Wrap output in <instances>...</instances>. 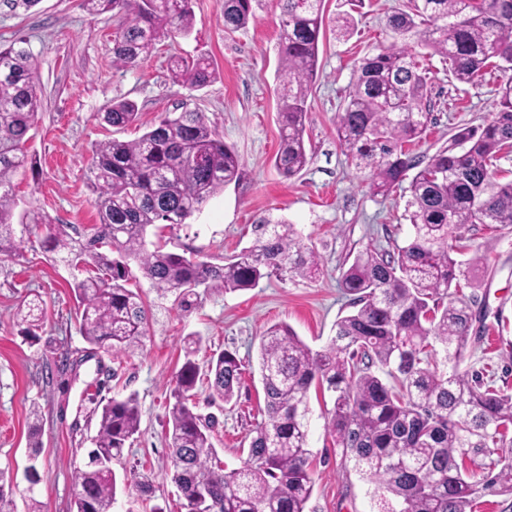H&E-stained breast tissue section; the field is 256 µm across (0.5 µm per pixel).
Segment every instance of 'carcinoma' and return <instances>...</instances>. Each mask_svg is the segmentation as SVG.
<instances>
[{
    "label": "carcinoma",
    "mask_w": 512,
    "mask_h": 512,
    "mask_svg": "<svg viewBox=\"0 0 512 512\" xmlns=\"http://www.w3.org/2000/svg\"><path fill=\"white\" fill-rule=\"evenodd\" d=\"M90 14L122 19L113 39L114 61L132 67L166 39L187 36L195 0H83ZM261 0H224V29L256 19ZM280 8L278 58L281 127L274 166L291 179L311 161L306 142L308 97L325 35L322 0H276ZM392 42L363 58L336 114V133L348 162L386 196L406 172L411 179L413 234L403 246L368 245L342 271L340 286L353 311L336 322L321 351L277 323L260 339L259 369L267 420L258 424L241 467L228 471L213 443L215 417L198 412L196 385L207 377L208 405L224 409L240 388L244 365L225 351L201 369V338L184 340V360L170 391L166 417L172 482L188 512H306L314 489L308 446L311 387L331 394L327 431L341 460L373 486L377 512H472L486 493L512 495V393L461 369L472 304L460 280L472 283L485 258L462 261L464 224L512 227V179L494 162L512 152V0H410L388 18ZM419 36L448 60L454 78L472 84L489 67L505 73L495 111L482 127L461 128L425 166L406 146L433 120L426 75L407 39ZM172 79L200 90L216 80L205 58L172 61ZM41 100L27 41L0 43V255L18 256L37 239L69 266L71 289L82 307L79 332L108 356L142 346L149 309L128 288L136 265L158 296L189 311L201 294L246 290L260 280L308 277L320 255L294 225H255L252 246L216 264L164 250L148 241L158 224H184L224 187L241 178L240 157L201 112L164 114L134 140L111 139L93 149L88 187L98 224L74 238L40 209L16 214L15 175L33 164L27 143ZM106 124L138 122L135 102L120 100L102 113ZM25 336L37 339L42 302H22ZM31 414L27 480L37 468L41 409ZM135 395L102 405L84 462L72 472L76 512H112L117 475L113 461L140 434ZM489 459L479 474L462 460Z\"/></svg>",
    "instance_id": "1"
}]
</instances>
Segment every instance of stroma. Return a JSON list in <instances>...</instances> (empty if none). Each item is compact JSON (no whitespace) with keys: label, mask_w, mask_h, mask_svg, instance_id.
I'll return each instance as SVG.
<instances>
[{"label":"stroma","mask_w":512,"mask_h":512,"mask_svg":"<svg viewBox=\"0 0 512 512\" xmlns=\"http://www.w3.org/2000/svg\"><path fill=\"white\" fill-rule=\"evenodd\" d=\"M407 0H325L327 31L319 46L318 76L308 98L306 122L310 164L291 179L273 164L280 141L277 114L278 15L274 0H263L255 22L224 29V0H196L191 35L165 39L137 66L112 61V39L119 21L111 13L89 15L81 0H39L30 10L0 7V40L22 37L33 53L41 91L40 119L28 143L32 168L15 177L22 206H35L57 224L85 232L96 224L94 197L87 183L93 146L101 141L138 138L167 112H202L243 164L241 180L214 196L188 223L166 227L168 249L220 262L255 241L260 220L294 224L321 256L315 278L278 276L255 288L202 296L191 314L162 309L142 278L131 281L152 317L142 347L94 357L78 332V302L70 271L42 250L24 247L19 258L0 256V468H24L28 459L33 406L42 409L41 481L36 497L44 512H75L72 472L83 462L96 432V407L103 398L136 395L140 433L115 464L117 476L148 469L152 497L132 485L118 490L113 512H185L168 472L164 421L174 376L183 362V338L201 336L198 361L224 351L245 367L236 402L218 416L216 448L226 468L247 456V436L264 407L259 381V342L266 328L288 323L315 350L324 349L336 322L350 310L341 288V269L365 246L404 244L412 234L408 182L388 196L373 194L342 152L336 114L344 107L360 59L390 42L387 18ZM354 13L358 27L350 39L338 38L339 17ZM431 89L436 118L425 138L411 145L412 156L427 161L457 129L482 126L498 100L504 74L489 70L474 84L457 82L446 60L415 46ZM209 58L217 78L188 91L173 82L170 62L180 57ZM129 99L139 109L137 125L118 130L100 119L112 102ZM471 251L484 254L482 284L465 289L484 317L489 340L475 347L466 368L486 369L496 386L512 388V229L467 226ZM40 297L46 308L36 343L24 341L15 312L23 299ZM309 446L315 455L310 512H375L367 485L343 468L325 431L320 398L310 400Z\"/></svg>","instance_id":"stroma-1"}]
</instances>
